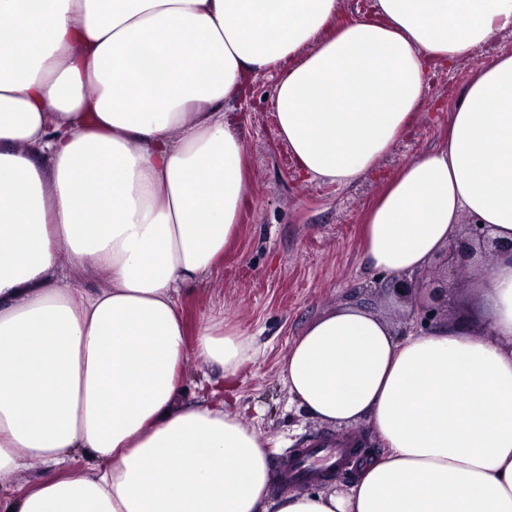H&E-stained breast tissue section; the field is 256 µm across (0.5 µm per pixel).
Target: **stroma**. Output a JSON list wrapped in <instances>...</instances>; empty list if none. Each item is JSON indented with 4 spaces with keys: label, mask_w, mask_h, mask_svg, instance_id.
I'll list each match as a JSON object with an SVG mask.
<instances>
[{
    "label": "stroma",
    "mask_w": 512,
    "mask_h": 512,
    "mask_svg": "<svg viewBox=\"0 0 512 512\" xmlns=\"http://www.w3.org/2000/svg\"><path fill=\"white\" fill-rule=\"evenodd\" d=\"M512 52V29L483 45L454 70L434 76L432 88L405 136L375 172L348 185L308 182L294 169L287 145L276 135L269 102L274 75L255 78L228 118L238 132L250 166L248 196L238 235L207 284L182 298L189 335L207 315L255 334L261 354L236 388L231 406L267 440L274 472L291 451L313 439H350L375 452L382 443L368 424L332 426L290 402L280 364L303 327L335 308L355 305L383 317L394 332L423 331L411 318V303L385 290L387 274L363 264L362 218L385 181L404 164L436 146L448 131L453 105L449 91L462 90L472 74L503 52ZM450 304L438 323L476 329L484 322L472 293V272L456 266L448 277Z\"/></svg>",
    "instance_id": "stroma-1"
}]
</instances>
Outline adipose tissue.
I'll return each instance as SVG.
<instances>
[{"instance_id":"1","label":"adipose tissue","mask_w":512,"mask_h":512,"mask_svg":"<svg viewBox=\"0 0 512 512\" xmlns=\"http://www.w3.org/2000/svg\"><path fill=\"white\" fill-rule=\"evenodd\" d=\"M0 512H512V261L473 265L481 329L395 334L346 306L283 357L291 401L365 422L384 449L340 489L275 497L268 444L210 394L257 357L181 297L205 283L248 194L226 117L276 76L279 138L309 181L347 185L407 132L432 70L512 29V0H0ZM512 241V53L458 96L448 134L369 207V269L426 268L463 216ZM67 253L100 288L58 274ZM45 475L13 488L29 462ZM211 372L207 365L198 362H192L184 378L185 394L188 397L199 396L202 391L197 386L198 383L206 379H210Z\"/></svg>"}]
</instances>
